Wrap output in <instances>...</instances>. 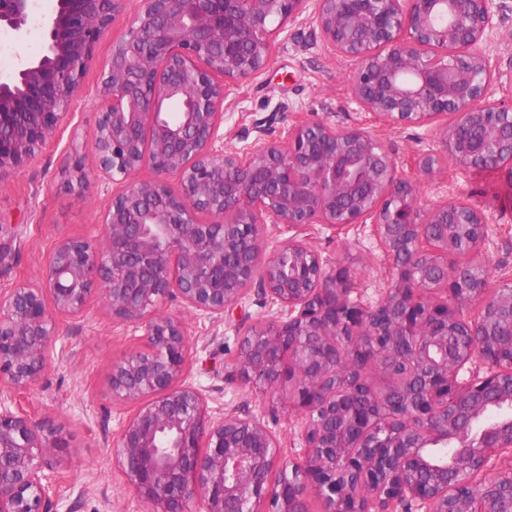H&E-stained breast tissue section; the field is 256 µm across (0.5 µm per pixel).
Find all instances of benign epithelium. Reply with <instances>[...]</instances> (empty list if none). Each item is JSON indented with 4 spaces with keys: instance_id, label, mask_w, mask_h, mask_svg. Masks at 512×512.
Instances as JSON below:
<instances>
[{
    "instance_id": "7a95c632",
    "label": "benign epithelium",
    "mask_w": 512,
    "mask_h": 512,
    "mask_svg": "<svg viewBox=\"0 0 512 512\" xmlns=\"http://www.w3.org/2000/svg\"><path fill=\"white\" fill-rule=\"evenodd\" d=\"M325 43L355 62L358 107L389 126L425 127L439 149L397 173L368 131L297 120L224 148V92L255 79L310 2ZM127 0H0V32L43 30L44 50L0 79V178L21 171L72 116L97 45ZM112 43L91 141L106 195L103 237L56 240L39 282L0 289V381L45 375L57 320L97 292L142 346L112 364L113 396L133 407L112 444L148 512H512V279L485 262L486 217L462 199L423 207L421 179L442 159L512 165V110L484 43L493 0H138ZM147 167L153 178L143 180ZM176 179L179 189L170 186ZM370 224L391 261L378 302L353 296L285 226ZM469 245L466 262L450 261ZM276 312L242 337L240 375L288 388L297 457L253 415H215L187 381L185 316L222 320L252 286ZM448 293L453 304L440 300ZM183 315L165 310L171 302ZM368 365L394 377L386 391ZM472 366L484 375L458 379ZM49 424L0 401V512H55ZM457 482L448 486V472Z\"/></svg>"
}]
</instances>
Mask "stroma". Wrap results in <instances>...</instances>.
Here are the masks:
<instances>
[{
    "instance_id": "35a3bbf8",
    "label": "stroma",
    "mask_w": 512,
    "mask_h": 512,
    "mask_svg": "<svg viewBox=\"0 0 512 512\" xmlns=\"http://www.w3.org/2000/svg\"><path fill=\"white\" fill-rule=\"evenodd\" d=\"M497 28L485 49L503 81L495 97L512 108V0H493ZM128 0L112 25V36L98 44L72 118L56 140L23 170L0 178V289L37 283L43 258L62 237L101 236L105 196L95 182H71L76 171L92 174L89 144L102 98L98 89L112 41L134 17ZM353 61L334 54L313 20L289 26L279 37L267 68L254 80L228 86L224 96V143L239 148L256 125L270 133L295 118L327 119L341 127L359 126L391 153L399 172L414 173L422 153L436 150L434 133L393 127L364 113L354 103ZM460 196L486 215V261L495 277L512 276V167L464 169L443 161L426 182L421 205ZM311 244L336 266L354 272L363 302L375 303L391 284L389 262L368 224L345 230L315 225ZM272 310L258 288H251L232 317L189 322L191 361L188 378L204 390L212 413L260 417L276 437L281 456L295 458L301 441L291 423L287 400L271 402L262 390L244 382L238 371L239 342ZM137 340L112 325L98 295H91L82 317L59 323L54 359L44 378L23 392H9L12 409L60 427L65 447L53 452V495L58 512H147L115 460L112 439L131 415V407L113 399L110 372L136 347Z\"/></svg>"
}]
</instances>
